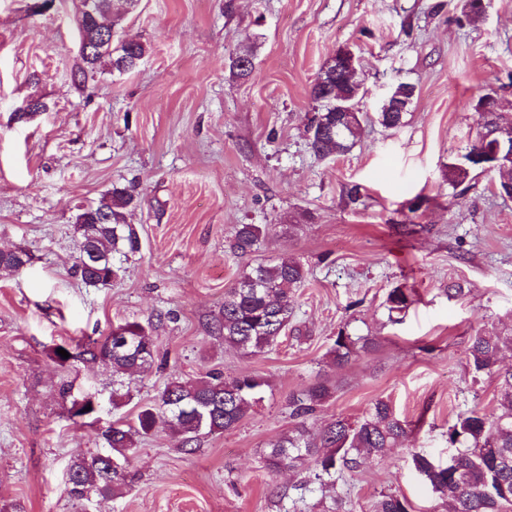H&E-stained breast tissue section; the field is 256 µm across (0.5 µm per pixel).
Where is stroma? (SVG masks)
<instances>
[{
	"mask_svg": "<svg viewBox=\"0 0 512 512\" xmlns=\"http://www.w3.org/2000/svg\"><path fill=\"white\" fill-rule=\"evenodd\" d=\"M460 5L140 0L124 23L148 48L140 66L80 85L70 0H0V249L32 256L21 274L0 272V508L320 512L336 493L346 512H371L393 493L413 512H445L411 455L447 463L457 414H496V383L474 376L468 347L479 328L512 326V198L479 169L458 187L445 178L481 123L469 100L492 89L512 103V0H487L477 24ZM342 45L360 58L364 132L349 153L320 159L306 133L317 109L310 87ZM246 46L254 69L239 78L230 64ZM398 81L416 96L403 125L387 129L376 114ZM32 99L46 111L18 118ZM114 186L140 197L126 221L141 250L122 260L118 282L89 286L76 273L75 215ZM241 224L267 229L248 260L229 248ZM289 256L307 277L288 330L265 353L241 356L213 329L224 294L248 262ZM396 287L414 302L393 318L385 300ZM125 320L150 325L157 361L115 409L106 366H62L52 350ZM344 327L377 346L339 368L327 352ZM209 372L262 377V401L191 453L160 426L134 452L122 495H68V464L102 450V424L132 420L172 376ZM316 382L334 393L307 419L311 430L358 418L380 398L412 424L385 457L337 474L332 492L313 469L265 465L295 422L291 400ZM65 383L97 395L101 424L73 423Z\"/></svg>",
	"mask_w": 512,
	"mask_h": 512,
	"instance_id": "stroma-1",
	"label": "stroma"
}]
</instances>
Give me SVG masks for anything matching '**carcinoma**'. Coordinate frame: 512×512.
<instances>
[{"instance_id":"cac0c4a2","label":"carcinoma","mask_w":512,"mask_h":512,"mask_svg":"<svg viewBox=\"0 0 512 512\" xmlns=\"http://www.w3.org/2000/svg\"><path fill=\"white\" fill-rule=\"evenodd\" d=\"M78 2L81 14L80 40L92 48L80 55L77 72L85 77L101 69L120 74L136 69L148 52L146 45L135 38L118 37L117 44L105 39V32H118L139 0H97L100 7L89 15L82 10L85 0ZM481 0H463V14L473 24L481 22L484 10ZM311 98L319 103V112L310 120L308 144L315 156L325 159L344 155L356 145L363 131L360 112H333L336 97L357 99L359 93L346 83L338 85V94L331 95L326 86L315 81ZM404 113L390 112L387 105L379 109L378 122L394 129L402 124ZM498 187L508 191L512 182V157L503 156L494 167ZM139 205L131 190L114 186L100 199L79 209L76 216L80 233L79 248L88 245L103 265L112 267V279L119 278L121 266L116 256L126 257L141 250L136 230L126 223V213ZM108 218L105 224H90L93 215ZM258 224L238 225L231 249L241 258L251 256L264 235ZM31 258L23 248L0 250V270L19 272L20 257ZM305 281L302 264L294 258L275 264H250L236 284L224 293V305L216 316L215 330L224 344L244 356H255L272 348L286 332L294 312L295 291ZM388 311L401 313L412 303L411 294L397 287L386 297ZM375 338L353 336L338 331L328 355L342 366L362 353L373 350ZM512 356V328H482L471 337L468 361L473 373L486 375L497 382L500 413L490 419L477 409L460 413L448 428V445L452 447L448 464L436 465L421 453L412 454L415 470L430 484L438 498L448 504V512H512V366L501 360ZM80 355L86 361L101 363L112 370V406L117 409L130 397L124 390V378L146 372L156 362L152 337L139 321L127 320L103 338L83 345ZM265 380L252 374L231 379L208 374L195 380L172 377L155 401L142 406L132 423L114 422L102 431L105 448L100 454L71 461L68 468L67 491L71 498L85 500L90 495H119L126 486L125 469L137 444L152 436L161 421H166L178 439V446L195 449L202 435L223 432L234 427L261 401ZM331 395L330 387L317 383L293 401L295 426L270 444L266 466L271 470H296L308 463L315 466V477L323 485L335 486L338 470L356 471L372 456H382L402 444L411 432V425L402 419L392 404L375 400L356 420L337 417L317 432H311L303 418ZM90 403L78 407L71 401L70 419L83 424L93 423L96 413L86 410ZM121 466L109 471L108 461ZM406 498L382 494L373 503L371 512H409Z\"/></svg>"}]
</instances>
